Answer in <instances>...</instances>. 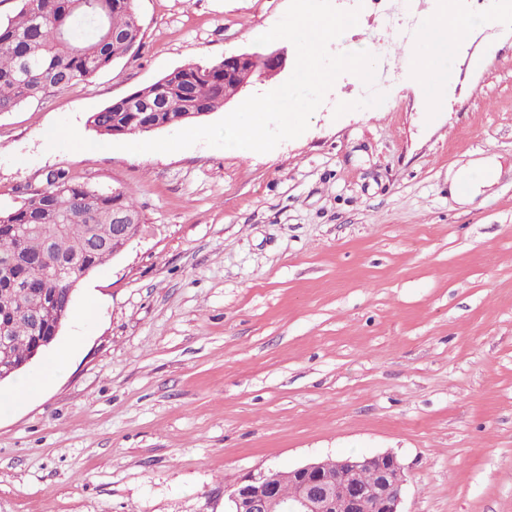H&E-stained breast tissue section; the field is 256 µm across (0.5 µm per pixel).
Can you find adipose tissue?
Listing matches in <instances>:
<instances>
[{
  "label": "adipose tissue",
  "mask_w": 512,
  "mask_h": 512,
  "mask_svg": "<svg viewBox=\"0 0 512 512\" xmlns=\"http://www.w3.org/2000/svg\"><path fill=\"white\" fill-rule=\"evenodd\" d=\"M464 31V24L449 13L427 18L412 40L404 44L407 63L421 73H430L435 58L446 53Z\"/></svg>",
  "instance_id": "obj_1"
}]
</instances>
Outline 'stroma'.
Here are the masks:
<instances>
[{"instance_id":"stroma-1","label":"stroma","mask_w":512,"mask_h":512,"mask_svg":"<svg viewBox=\"0 0 512 512\" xmlns=\"http://www.w3.org/2000/svg\"><path fill=\"white\" fill-rule=\"evenodd\" d=\"M332 3L359 18L330 51L371 52L402 0ZM288 4L135 0L129 55L0 114V210L63 169L141 214L26 368L41 390L0 383V512H224L249 472L384 452L405 468L401 512H512V12L421 0L467 23L433 73L389 49L380 109L335 116L363 96L342 74L267 153L135 154L87 123L175 68L259 51ZM271 47L283 71L241 98L291 76L294 45ZM66 118L96 149H49ZM480 158L497 178L461 203L448 176Z\"/></svg>"}]
</instances>
